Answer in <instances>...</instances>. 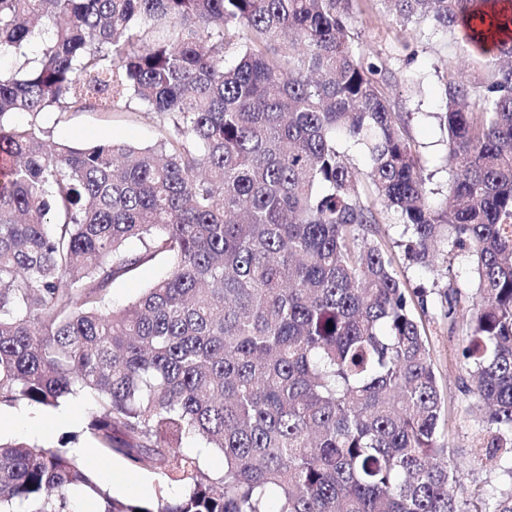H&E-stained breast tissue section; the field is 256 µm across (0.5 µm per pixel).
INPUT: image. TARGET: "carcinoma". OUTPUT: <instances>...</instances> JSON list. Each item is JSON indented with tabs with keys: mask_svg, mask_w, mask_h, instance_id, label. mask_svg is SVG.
<instances>
[{
	"mask_svg": "<svg viewBox=\"0 0 512 512\" xmlns=\"http://www.w3.org/2000/svg\"><path fill=\"white\" fill-rule=\"evenodd\" d=\"M354 2L0 0V405L81 401L98 448L180 488L114 498L66 448L0 441V512H78L77 490L94 512H512V0H377L464 31L484 69L441 74L440 199ZM79 111L158 136L51 142L43 117ZM156 258L166 276L111 305ZM457 258L475 289L439 284ZM432 294L464 329L490 500L458 495L442 442Z\"/></svg>",
	"mask_w": 512,
	"mask_h": 512,
	"instance_id": "obj_1",
	"label": "carcinoma"
}]
</instances>
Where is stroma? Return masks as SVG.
<instances>
[{"label":"stroma","mask_w":512,"mask_h":512,"mask_svg":"<svg viewBox=\"0 0 512 512\" xmlns=\"http://www.w3.org/2000/svg\"><path fill=\"white\" fill-rule=\"evenodd\" d=\"M358 2L360 9L352 25L358 35L359 48L389 72V92L397 110L413 115L408 132L422 164L432 175L430 186L446 192L453 171L445 162L446 134L433 117L441 104L439 76L446 67L452 66L474 77L478 67L463 50L460 37L444 34L426 22L404 26L390 21L381 13L377 0ZM49 125L55 141L70 145L113 138L145 146L156 139L155 124L151 116L144 113L72 112L50 119ZM166 270V264L161 261L141 265L132 276L113 284L110 302L117 306L126 304L141 289L160 280ZM425 321L438 385L451 411L444 440L450 456L464 463L471 457L476 422L469 412L473 397L466 392L465 375L457 366L462 331L449 329L447 320L433 307L429 308ZM14 411L19 419L0 430L2 439L56 446L62 442V436L70 432L74 438L67 443L69 448H85L91 444L85 431L86 415H79L74 423H61L39 408L21 404L15 406ZM102 461L115 472L114 483L107 486L114 497L153 500L172 491L153 471L146 470L132 478L122 458L106 455Z\"/></svg>","instance_id":"obj_1"}]
</instances>
